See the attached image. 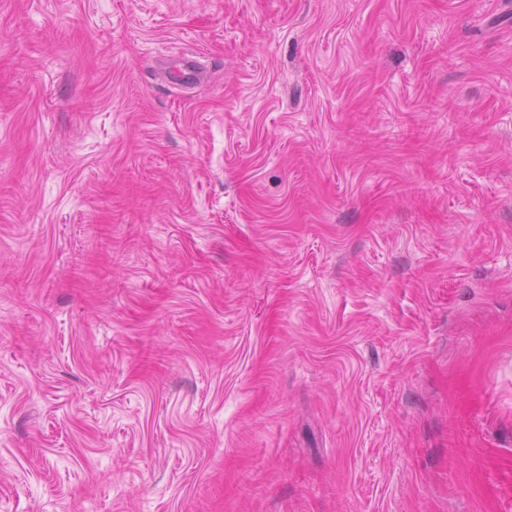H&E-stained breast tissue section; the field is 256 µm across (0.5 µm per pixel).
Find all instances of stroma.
Here are the masks:
<instances>
[{"label": "stroma", "mask_w": 512, "mask_h": 512, "mask_svg": "<svg viewBox=\"0 0 512 512\" xmlns=\"http://www.w3.org/2000/svg\"><path fill=\"white\" fill-rule=\"evenodd\" d=\"M0 512H512V0H0Z\"/></svg>", "instance_id": "35a3bbf8"}]
</instances>
